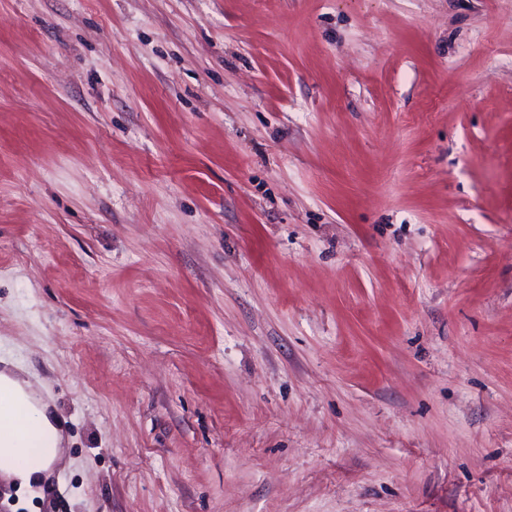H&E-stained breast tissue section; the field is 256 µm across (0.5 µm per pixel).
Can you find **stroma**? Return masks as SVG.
Instances as JSON below:
<instances>
[{"label": "stroma", "instance_id": "obj_1", "mask_svg": "<svg viewBox=\"0 0 512 512\" xmlns=\"http://www.w3.org/2000/svg\"><path fill=\"white\" fill-rule=\"evenodd\" d=\"M11 512H512V0H0ZM0 389L12 394L26 411L25 424L22 427L30 428L34 435H46L53 442L54 450L51 456L42 461L37 468L29 470L14 464L15 456L24 447L25 442L3 441L0 447V472L4 479L19 481L21 486H29L31 481L39 480L38 474L45 471L57 457L62 437L55 419L48 414L47 406L28 380L19 374L2 372L0 373Z\"/></svg>", "mask_w": 512, "mask_h": 512}]
</instances>
